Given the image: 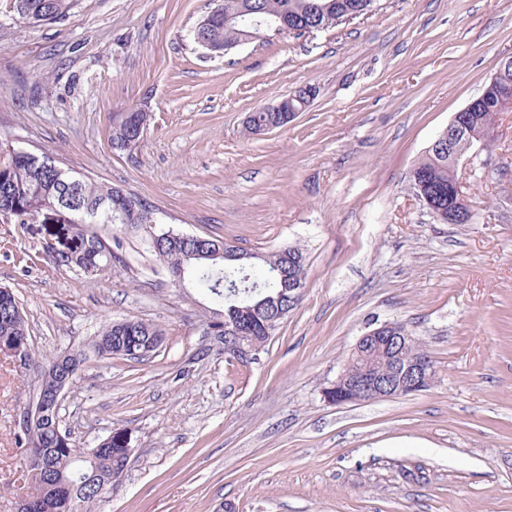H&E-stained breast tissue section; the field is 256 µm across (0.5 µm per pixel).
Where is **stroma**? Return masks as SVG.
<instances>
[{"instance_id":"obj_1","label":"stroma","mask_w":512,"mask_h":512,"mask_svg":"<svg viewBox=\"0 0 512 512\" xmlns=\"http://www.w3.org/2000/svg\"><path fill=\"white\" fill-rule=\"evenodd\" d=\"M217 0H74L29 23L0 0V143L139 198L157 222L96 224L119 241L101 278L58 262L68 224L0 218V287L32 356L0 354V512L35 484L20 419L51 358L137 317L164 340L141 361L90 357L60 417L90 448L133 453L102 512H512V112L459 171L472 223L436 221L414 164L512 57V0H378L351 22L267 34L217 57L191 31ZM313 86L287 125L245 118ZM146 108L133 150L112 115ZM174 230L305 257L300 302L266 346L230 357L208 303L149 247ZM399 321L435 366L395 399L334 404L357 339Z\"/></svg>"}]
</instances>
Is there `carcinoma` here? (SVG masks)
<instances>
[{
	"instance_id": "obj_1",
	"label": "carcinoma",
	"mask_w": 512,
	"mask_h": 512,
	"mask_svg": "<svg viewBox=\"0 0 512 512\" xmlns=\"http://www.w3.org/2000/svg\"><path fill=\"white\" fill-rule=\"evenodd\" d=\"M376 0H224V9L250 11L254 16H274L288 25L304 20L313 29H323L345 23L370 12ZM72 0H15L19 15L29 22H39L41 16L50 15L59 20L66 16ZM251 22L224 25L212 29L214 39L227 45L250 38ZM147 121L145 112H119L112 118L111 144L123 151L126 140L136 126ZM76 180L84 205L92 210L112 209L114 188L93 182L69 169L60 173L52 168L32 165L12 149L5 160H0V216L20 220L36 218L59 205L65 183ZM420 181L424 191L436 208L448 213V158L427 152L414 165L409 183ZM152 210L134 197L125 208L121 222L147 224ZM55 222L72 224L76 231L67 250L61 252L63 262L78 268L83 274L96 279L103 276L117 259L112 245L96 233H87L75 215L66 207L56 212ZM158 260L165 265L176 287L185 284L208 297L214 309L223 311V317L206 322L210 335L224 344V353L236 355L237 337L226 331L239 326L248 330L246 340L264 347L272 336L275 325L268 324L265 313L243 307L228 294L255 301L267 297L269 304L283 313L297 305L299 298L283 289L278 279L267 277L266 272L293 262L292 276L298 282L305 278L304 258L300 249L283 248L258 253L247 252L228 242L208 237L204 241L168 242L151 247ZM8 339L26 349L30 348L24 314L12 292L0 287V339ZM163 341V331L153 323L138 318L115 320L105 325L91 343L66 353L74 370L87 361L92 353L100 358L142 360L155 351ZM58 380L55 361H49L42 370L37 396H52ZM20 440L26 452L33 453L43 463L41 482L37 483L36 501L25 512H93L104 498L106 490L125 472V441L128 431L116 428L96 445V452L78 448L60 427L55 425L51 412L46 418L32 421L22 428Z\"/></svg>"
}]
</instances>
